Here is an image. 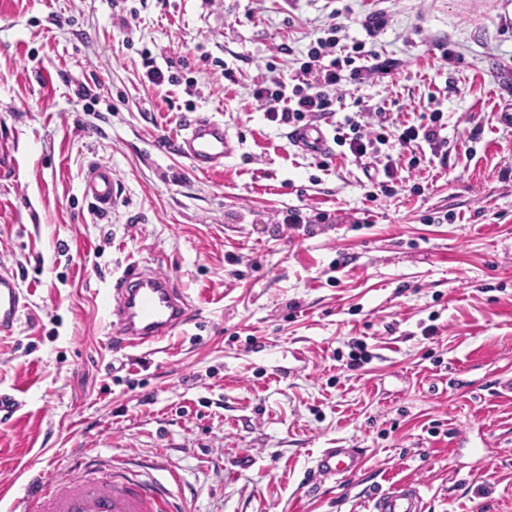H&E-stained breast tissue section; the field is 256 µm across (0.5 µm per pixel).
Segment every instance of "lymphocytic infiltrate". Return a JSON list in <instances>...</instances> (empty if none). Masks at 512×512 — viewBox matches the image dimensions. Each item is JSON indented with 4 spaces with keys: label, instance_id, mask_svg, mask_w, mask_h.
<instances>
[{
    "label": "lymphocytic infiltrate",
    "instance_id": "obj_1",
    "mask_svg": "<svg viewBox=\"0 0 512 512\" xmlns=\"http://www.w3.org/2000/svg\"><path fill=\"white\" fill-rule=\"evenodd\" d=\"M339 25H330L327 36L311 43L306 55L298 58L288 73L273 75L257 82L254 98L260 102L267 120L295 127L313 120L336 118L337 146L347 148L354 160L367 161L374 168L369 176L370 201L395 194L398 168L422 170L427 158L445 162L448 140L443 136V115L424 112L419 122L396 127L386 124L380 109L359 106L345 113L349 85L377 74H389L392 63L367 65L363 44L340 46ZM395 146L397 154L387 153Z\"/></svg>",
    "mask_w": 512,
    "mask_h": 512
}]
</instances>
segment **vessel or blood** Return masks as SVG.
Instances as JSON below:
<instances>
[{
  "mask_svg": "<svg viewBox=\"0 0 512 512\" xmlns=\"http://www.w3.org/2000/svg\"><path fill=\"white\" fill-rule=\"evenodd\" d=\"M298 151L325 156L333 146L321 123L312 121L288 135ZM176 151L202 174L222 170L235 143L223 122L206 115L189 121L175 142ZM83 194L102 214L111 212L119 196L112 170L91 165L83 179ZM112 326L119 341L115 351L135 349L166 339L190 318L187 300L176 280L149 266H132L103 293ZM25 307L16 274L0 266V334H13ZM80 464L92 479L75 482L65 477L38 485L21 500V512H183L171 488L179 484L176 472L167 478L140 479L144 463L134 457L104 460L84 456ZM364 465L357 448H326L314 459V473L324 479L351 476ZM371 512H424V499L417 482L403 480L371 500Z\"/></svg>",
  "mask_w": 512,
  "mask_h": 512,
  "instance_id": "vessel-or-blood-1",
  "label": "vessel or blood"
}]
</instances>
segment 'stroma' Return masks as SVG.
I'll return each mask as SVG.
<instances>
[{"label":"stroma","instance_id":"stroma-1","mask_svg":"<svg viewBox=\"0 0 512 512\" xmlns=\"http://www.w3.org/2000/svg\"><path fill=\"white\" fill-rule=\"evenodd\" d=\"M333 23L398 64L351 98L443 114L447 167L399 171L389 198L367 200L342 147L320 169L252 97ZM511 97L512 0H0V264L26 302L0 335L21 403L0 421V512L33 476L87 478L88 448L176 469L185 512H369L404 477L424 512H512L494 388L512 372ZM199 114L239 142L223 171L168 147ZM93 163L118 184L106 215L82 195ZM136 263L197 314L116 358L100 293ZM355 337L371 359L353 368ZM324 448L366 464L312 483Z\"/></svg>","mask_w":512,"mask_h":512}]
</instances>
